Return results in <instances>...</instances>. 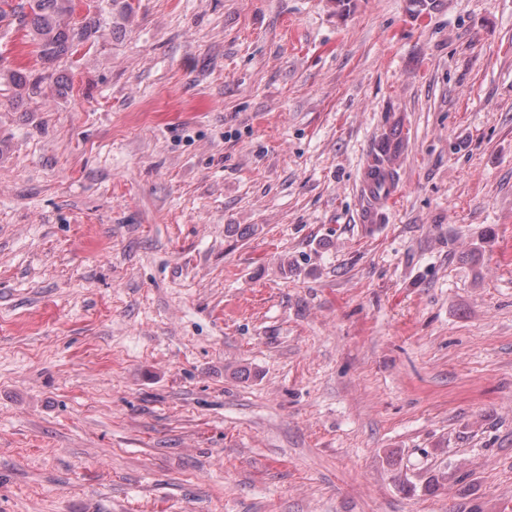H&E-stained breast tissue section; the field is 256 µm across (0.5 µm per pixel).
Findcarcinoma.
Here are the masks:
<instances>
[{"mask_svg": "<svg viewBox=\"0 0 512 512\" xmlns=\"http://www.w3.org/2000/svg\"><path fill=\"white\" fill-rule=\"evenodd\" d=\"M75 11V0H24L17 5L13 0H0V19L14 15L24 27L35 46L40 59L52 62L71 56L77 47L91 37L103 36L105 29L97 16L87 15L79 23H70L67 18ZM49 76L14 70L9 75L13 86L20 89L18 96L10 99L17 107L23 101L41 97L43 84ZM367 179L391 193L397 180V171L392 163L378 156L368 162Z\"/></svg>", "mask_w": 512, "mask_h": 512, "instance_id": "carcinoma-1", "label": "carcinoma"}]
</instances>
